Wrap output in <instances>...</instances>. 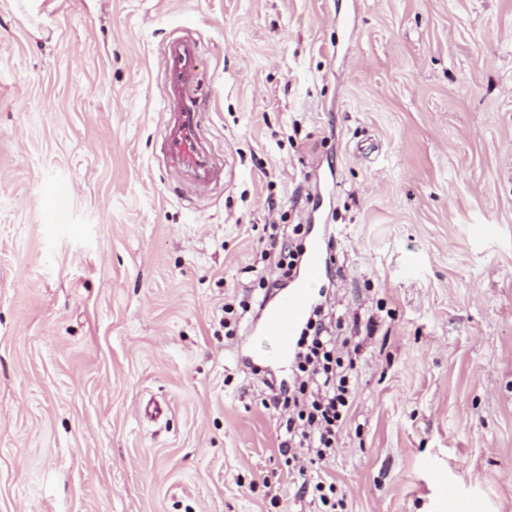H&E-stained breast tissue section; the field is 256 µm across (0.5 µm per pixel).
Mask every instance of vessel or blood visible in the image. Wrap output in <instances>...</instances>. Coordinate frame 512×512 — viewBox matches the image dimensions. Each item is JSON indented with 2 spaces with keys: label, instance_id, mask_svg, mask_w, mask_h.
Returning <instances> with one entry per match:
<instances>
[{
  "label": "vessel or blood",
  "instance_id": "obj_1",
  "mask_svg": "<svg viewBox=\"0 0 512 512\" xmlns=\"http://www.w3.org/2000/svg\"><path fill=\"white\" fill-rule=\"evenodd\" d=\"M161 108L165 121L158 142L167 171L189 175L201 192L214 191L224 174V161L206 139L201 124L198 87L201 73L200 41L182 31L160 48ZM304 265L295 286L262 317L258 335L280 358H290L300 326L311 306L314 290L323 275L324 253L320 239L304 251Z\"/></svg>",
  "mask_w": 512,
  "mask_h": 512
}]
</instances>
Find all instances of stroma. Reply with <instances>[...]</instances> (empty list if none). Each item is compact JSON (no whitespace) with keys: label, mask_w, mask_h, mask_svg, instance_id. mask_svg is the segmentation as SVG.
<instances>
[{"label":"stroma","mask_w":512,"mask_h":512,"mask_svg":"<svg viewBox=\"0 0 512 512\" xmlns=\"http://www.w3.org/2000/svg\"><path fill=\"white\" fill-rule=\"evenodd\" d=\"M175 29L205 196L155 156ZM273 222L331 239L355 351L321 469L257 315L220 324ZM322 472L345 512H512V0H0V512H318ZM298 493L309 495L311 501L318 502L322 508L319 512L336 511V487L333 482L318 477L314 483L304 481L298 489Z\"/></svg>","instance_id":"stroma-1"}]
</instances>
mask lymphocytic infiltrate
I'll list each match as a JSON object with an SVG mask.
<instances>
[{
	"instance_id": "lymphocytic-infiltrate-1",
	"label": "lymphocytic infiltrate",
	"mask_w": 512,
	"mask_h": 512,
	"mask_svg": "<svg viewBox=\"0 0 512 512\" xmlns=\"http://www.w3.org/2000/svg\"><path fill=\"white\" fill-rule=\"evenodd\" d=\"M266 234L268 247L251 270L259 287L272 288L277 279H269L268 269H277V278L295 275L305 232L300 224H270ZM294 363L298 386L271 397L274 406L288 412L279 448L285 455L295 448L304 449L310 463L322 464L336 453L353 398L352 366L337 352L331 313L323 306H315L301 329Z\"/></svg>"
}]
</instances>
